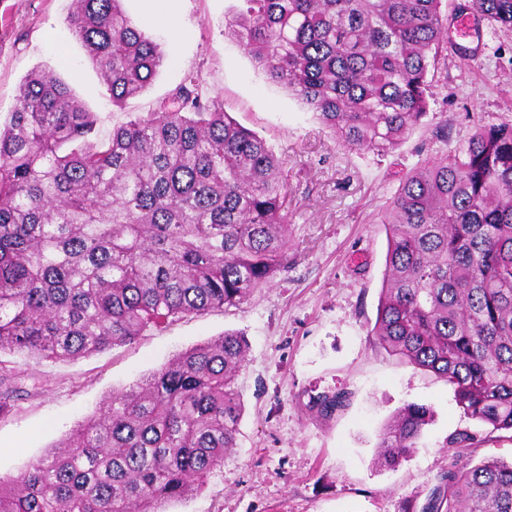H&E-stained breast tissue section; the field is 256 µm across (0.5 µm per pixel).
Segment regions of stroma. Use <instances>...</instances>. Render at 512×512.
<instances>
[{
	"label": "stroma",
	"mask_w": 512,
	"mask_h": 512,
	"mask_svg": "<svg viewBox=\"0 0 512 512\" xmlns=\"http://www.w3.org/2000/svg\"><path fill=\"white\" fill-rule=\"evenodd\" d=\"M72 2L0 0V116L13 111L26 75L50 68L96 113L97 138L105 141L197 75L203 95L265 139L288 176V270L239 306L178 318L87 357L0 352L1 363L38 381L0 418V475L18 476L113 393L227 331L243 332L249 343L237 379L238 446L199 492L172 501L167 512H402L406 501L424 503L450 458L467 467L488 456L511 461L512 432L466 417L446 381L389 355L370 331L387 252L381 215L400 177L465 146L479 122L512 123V30L480 25L465 41L475 51L469 60L448 48L424 126L381 156L340 144L225 38L231 0H125L164 61L140 95L113 106L67 26ZM442 126L444 140L436 136ZM334 388L346 391L345 407L324 419L311 414L310 396ZM408 402L430 406L433 422L409 459L375 466L379 430ZM459 430L478 437L460 458L446 444Z\"/></svg>",
	"instance_id": "35a3bbf8"
}]
</instances>
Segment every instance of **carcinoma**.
I'll return each instance as SVG.
<instances>
[{
  "mask_svg": "<svg viewBox=\"0 0 512 512\" xmlns=\"http://www.w3.org/2000/svg\"><path fill=\"white\" fill-rule=\"evenodd\" d=\"M124 0H74L72 35L115 106L163 62ZM512 29V0L454 6ZM441 0H235L224 34L354 150L389 152L431 110ZM96 115L37 69L0 122V352L74 360L213 308L237 306L288 269V182L272 148L192 76L157 111L95 141ZM376 344L452 386L468 417L512 432V124L404 176L386 207ZM239 332L194 345L112 395L69 437L0 477V512H166L224 466L242 414ZM30 395L0 362V416ZM347 395L312 397L330 417ZM430 408L408 403L375 464L411 456ZM477 436H449L473 448ZM422 512H512V462L456 461Z\"/></svg>",
  "mask_w": 512,
  "mask_h": 512,
  "instance_id": "1",
  "label": "carcinoma"
}]
</instances>
